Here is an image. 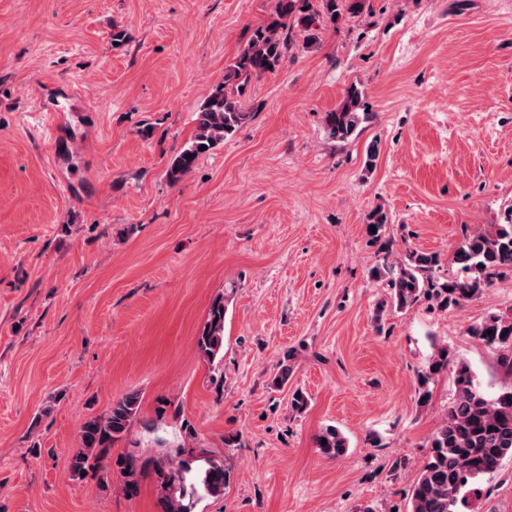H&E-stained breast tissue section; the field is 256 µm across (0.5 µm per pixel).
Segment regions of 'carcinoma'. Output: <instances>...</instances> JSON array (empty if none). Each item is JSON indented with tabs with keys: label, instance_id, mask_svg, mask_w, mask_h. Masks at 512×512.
Listing matches in <instances>:
<instances>
[{
	"label": "carcinoma",
	"instance_id": "1",
	"mask_svg": "<svg viewBox=\"0 0 512 512\" xmlns=\"http://www.w3.org/2000/svg\"><path fill=\"white\" fill-rule=\"evenodd\" d=\"M367 0H274L272 16L258 24L247 45L224 67V79L217 83L202 102L193 136L171 159L168 174L177 181L194 166L202 151L211 150L233 135L252 118L240 97L254 77L273 72L290 51L293 31L304 34L305 44L317 42V31L326 23L361 15ZM364 91L347 88L339 106L326 113L328 136L338 142L356 137L372 114L367 112ZM388 224L387 213L379 208L371 212L366 230L376 228L371 238L379 239ZM458 275L444 282L433 277L436 258L418 252L390 262L383 259L372 270V277L387 288L391 307L405 309L427 298L441 309L457 306L479 297L491 278L512 274V208L505 222L491 230L467 236L451 255ZM224 296L211 303L208 316L197 337L200 354L211 365L224 357ZM470 334L499 352L500 363L512 375V318L491 314L470 329ZM448 370V348L440 347L431 356L421 375L418 401L431 397V379ZM456 386L445 420L431 437L429 452L411 492L410 512H469L473 500L488 493L482 479L495 473L507 458H512V388L487 395L476 382L468 364H456ZM140 397L128 393L112 403L105 416L90 417L80 428V448L70 459L72 476L80 479L100 466L112 443L127 436L138 420ZM327 444H322V440ZM316 447L330 459L343 456L348 448L344 435L328 426L316 437ZM161 466L160 460L130 454L126 471L134 475L148 467ZM227 473L224 461L204 459L192 469L188 463L171 467L163 475L159 504L161 512H191L187 500L224 494Z\"/></svg>",
	"mask_w": 512,
	"mask_h": 512
}]
</instances>
